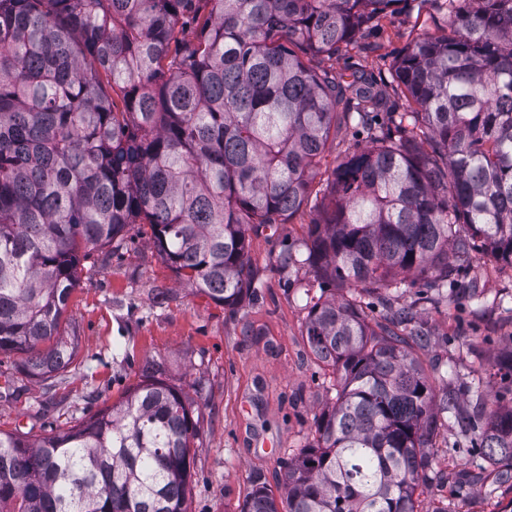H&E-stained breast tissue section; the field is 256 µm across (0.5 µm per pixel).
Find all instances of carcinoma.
Returning <instances> with one entry per match:
<instances>
[{
    "label": "carcinoma",
    "instance_id": "obj_1",
    "mask_svg": "<svg viewBox=\"0 0 512 512\" xmlns=\"http://www.w3.org/2000/svg\"><path fill=\"white\" fill-rule=\"evenodd\" d=\"M401 0H0V354L46 380L80 253L148 228L161 260L240 310L260 278L248 230L315 213L306 336L336 401L240 512H421L448 412L512 479V398L461 414L430 376L415 305L371 324L362 293L454 285L478 254L512 267V0H443L450 32L394 66L406 109L314 189L330 138L383 106L324 61ZM192 29L194 38L181 37ZM201 412L163 362L65 430L0 431V512H189Z\"/></svg>",
    "mask_w": 512,
    "mask_h": 512
}]
</instances>
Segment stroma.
I'll return each instance as SVG.
<instances>
[{
    "mask_svg": "<svg viewBox=\"0 0 512 512\" xmlns=\"http://www.w3.org/2000/svg\"><path fill=\"white\" fill-rule=\"evenodd\" d=\"M447 32L439 0H399L334 66L371 76L386 92L385 111L400 112L406 101L392 88L393 64L414 39ZM312 217L305 208L252 234L261 286L235 313L179 280L149 234L116 253L88 252L67 317L79 344L74 362L41 381L22 369L21 355L0 354V431L40 435L119 403L154 357L201 411L190 512H239L257 471L279 489L284 462L312 443L316 416L335 401L334 377L305 336L306 270L276 266L280 252H303ZM419 309L430 340L427 371L447 374L452 391L471 385L490 400L504 390L491 371L512 351L511 267L477 256L446 297ZM433 454L440 477L423 496V512H500L512 501V485L496 482L493 466L473 467L475 442L456 424L439 430Z\"/></svg>",
    "mask_w": 512,
    "mask_h": 512,
    "instance_id": "35a3bbf8",
    "label": "stroma"
}]
</instances>
